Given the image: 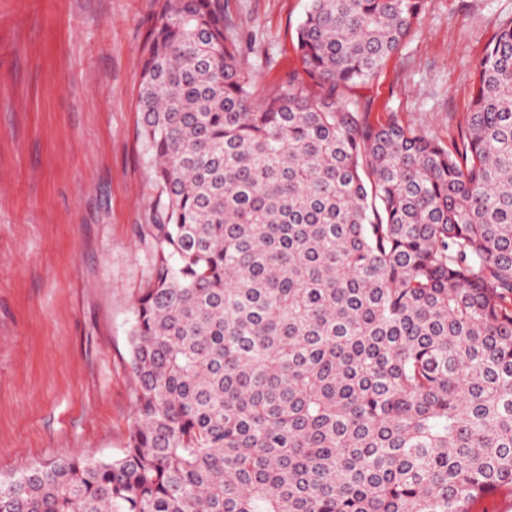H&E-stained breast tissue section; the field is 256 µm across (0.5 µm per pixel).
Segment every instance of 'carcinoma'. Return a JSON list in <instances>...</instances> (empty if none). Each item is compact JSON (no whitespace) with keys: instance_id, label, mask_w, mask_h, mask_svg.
Returning a JSON list of instances; mask_svg holds the SVG:
<instances>
[{"instance_id":"obj_1","label":"carcinoma","mask_w":512,"mask_h":512,"mask_svg":"<svg viewBox=\"0 0 512 512\" xmlns=\"http://www.w3.org/2000/svg\"><path fill=\"white\" fill-rule=\"evenodd\" d=\"M159 190L121 455L0 481V512H470L512 487V19L450 146L345 97L424 0H309L254 98L222 0H157Z\"/></svg>"}]
</instances>
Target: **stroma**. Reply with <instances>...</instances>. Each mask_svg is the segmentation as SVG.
<instances>
[{
  "label": "stroma",
  "mask_w": 512,
  "mask_h": 512,
  "mask_svg": "<svg viewBox=\"0 0 512 512\" xmlns=\"http://www.w3.org/2000/svg\"><path fill=\"white\" fill-rule=\"evenodd\" d=\"M308 0H224L263 97L300 69ZM512 0H425L420 23L347 95L452 144ZM153 0H0V479L115 457L136 421L129 334L158 197L138 136Z\"/></svg>",
  "instance_id": "obj_1"
}]
</instances>
